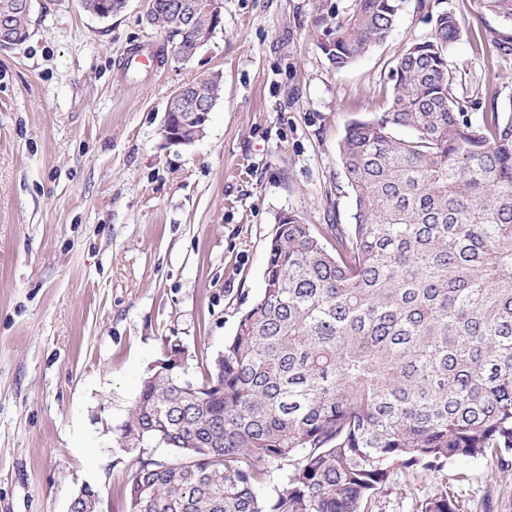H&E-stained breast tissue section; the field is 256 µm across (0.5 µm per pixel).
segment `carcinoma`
I'll list each match as a JSON object with an SVG mask.
<instances>
[{
	"mask_svg": "<svg viewBox=\"0 0 512 512\" xmlns=\"http://www.w3.org/2000/svg\"><path fill=\"white\" fill-rule=\"evenodd\" d=\"M20 2L0 0L18 35ZM401 2L353 0L320 38L332 68L382 43ZM477 3L511 55L512 0ZM146 6L147 24L191 47L180 0ZM426 17L386 110L339 144L351 224L280 214L265 288L217 372L181 380L174 346L144 379L115 438L136 458L129 512H372L396 469L407 486L461 458L496 483L512 475V101L472 120L448 60L464 24L448 7ZM194 87L216 101L222 81ZM156 442L170 460L141 455ZM274 463L287 471L266 497ZM414 512H458L448 479Z\"/></svg>",
	"mask_w": 512,
	"mask_h": 512,
	"instance_id": "1",
	"label": "carcinoma"
}]
</instances>
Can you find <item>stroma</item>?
<instances>
[{"instance_id": "obj_1", "label": "stroma", "mask_w": 512, "mask_h": 512, "mask_svg": "<svg viewBox=\"0 0 512 512\" xmlns=\"http://www.w3.org/2000/svg\"><path fill=\"white\" fill-rule=\"evenodd\" d=\"M405 0L384 42L334 70L324 21L351 0H224L190 62L124 71L132 49L167 47L144 0L102 20L81 0H34L33 33L0 52V512H70L83 487L126 512L134 459L115 446L143 379L171 345L201 381L262 292L280 214L349 224L338 145L385 108L388 73L427 36ZM471 34L449 61L472 119L512 100V55L476 0H447ZM223 91L205 136L165 144L168 100L211 73ZM459 512L512 494L484 461L455 460Z\"/></svg>"}]
</instances>
